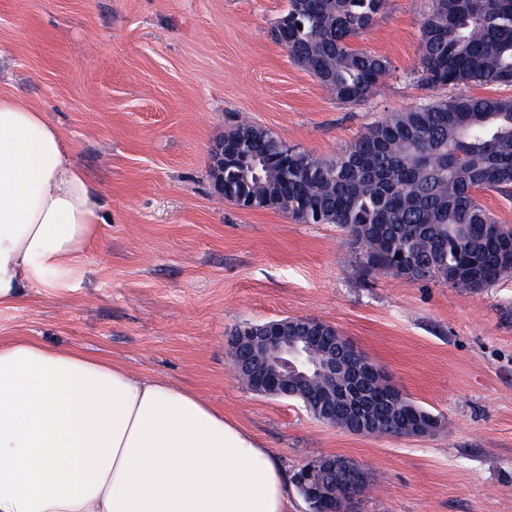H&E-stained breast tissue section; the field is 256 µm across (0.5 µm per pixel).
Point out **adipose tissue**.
<instances>
[{
  "label": "adipose tissue",
  "mask_w": 512,
  "mask_h": 512,
  "mask_svg": "<svg viewBox=\"0 0 512 512\" xmlns=\"http://www.w3.org/2000/svg\"><path fill=\"white\" fill-rule=\"evenodd\" d=\"M101 197L45 113L0 96V307L62 288ZM279 458L199 393L0 337V512H288Z\"/></svg>",
  "instance_id": "adipose-tissue-1"
}]
</instances>
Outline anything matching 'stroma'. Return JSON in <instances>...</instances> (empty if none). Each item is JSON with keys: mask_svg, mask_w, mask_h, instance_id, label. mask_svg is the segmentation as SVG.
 I'll use <instances>...</instances> for the list:
<instances>
[{"mask_svg": "<svg viewBox=\"0 0 512 512\" xmlns=\"http://www.w3.org/2000/svg\"><path fill=\"white\" fill-rule=\"evenodd\" d=\"M428 0H389L352 42L392 64L344 104L273 41L287 0H0V95L46 113L98 189L106 222L67 287L0 308V337L105 355L198 391L288 473L341 455L361 512H512V273L476 292L367 272L346 231L219 196L211 146L238 118L327 157L385 114L512 86L416 83ZM335 326L440 424L355 435L235 379L237 328Z\"/></svg>", "mask_w": 512, "mask_h": 512, "instance_id": "35a3bbf8", "label": "stroma"}]
</instances>
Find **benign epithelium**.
<instances>
[{
	"instance_id": "7a95c632",
	"label": "benign epithelium",
	"mask_w": 512,
	"mask_h": 512,
	"mask_svg": "<svg viewBox=\"0 0 512 512\" xmlns=\"http://www.w3.org/2000/svg\"><path fill=\"white\" fill-rule=\"evenodd\" d=\"M214 185L224 195V140L212 148ZM231 351L237 378L251 391L266 396L289 397L288 384L310 381L315 377L328 380L313 393L318 413L325 420L341 407L355 414L368 411L374 403L377 383L391 391L385 373L363 351L336 328L314 317H292L249 326L232 338ZM341 456L321 455L311 459L297 475L298 488L318 502L339 503V512H359L363 474L358 468L350 472L346 484L336 482L344 470Z\"/></svg>"
}]
</instances>
